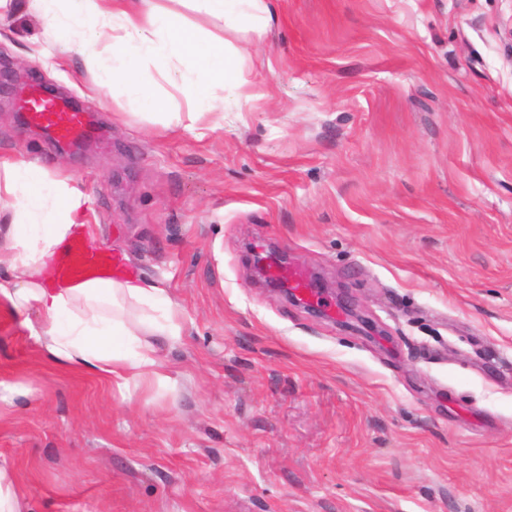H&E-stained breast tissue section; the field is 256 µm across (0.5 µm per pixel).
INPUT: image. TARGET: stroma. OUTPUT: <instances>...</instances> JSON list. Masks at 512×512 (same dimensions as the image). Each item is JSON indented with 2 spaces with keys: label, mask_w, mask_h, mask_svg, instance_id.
<instances>
[{
  "label": "stroma",
  "mask_w": 512,
  "mask_h": 512,
  "mask_svg": "<svg viewBox=\"0 0 512 512\" xmlns=\"http://www.w3.org/2000/svg\"><path fill=\"white\" fill-rule=\"evenodd\" d=\"M244 84L189 123L101 88L32 0L0 61L90 107L86 154L15 122L0 157L68 178L92 246L166 288L164 381L55 363L0 304V463L29 512H512V0H273ZM369 331L270 291L262 247Z\"/></svg>",
  "instance_id": "stroma-1"
}]
</instances>
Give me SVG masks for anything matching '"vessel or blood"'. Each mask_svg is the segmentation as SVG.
Returning <instances> with one entry per match:
<instances>
[{
    "label": "vessel or blood",
    "instance_id": "1",
    "mask_svg": "<svg viewBox=\"0 0 512 512\" xmlns=\"http://www.w3.org/2000/svg\"><path fill=\"white\" fill-rule=\"evenodd\" d=\"M28 122L50 132L59 143H85L94 131L89 113L74 110L63 98L48 100L39 91H32L27 102ZM117 262L101 250L90 248L84 237L76 236L65 241L56 260L57 276L73 284L108 279ZM270 278L288 282L295 292L308 296L312 290L307 274L298 268L270 264Z\"/></svg>",
    "mask_w": 512,
    "mask_h": 512
}]
</instances>
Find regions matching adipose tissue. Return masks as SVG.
<instances>
[{
  "label": "adipose tissue",
  "mask_w": 512,
  "mask_h": 512,
  "mask_svg": "<svg viewBox=\"0 0 512 512\" xmlns=\"http://www.w3.org/2000/svg\"><path fill=\"white\" fill-rule=\"evenodd\" d=\"M195 8L223 20V35L201 40L173 13L151 6L150 0H81L82 7L67 19L73 45L80 52L104 35L112 37V56L97 63L100 86L116 83L136 88L144 108L156 105L141 88L136 67L143 58L170 60L192 57L191 70L180 72L176 83L186 102L189 121L215 111L210 83L237 84L238 48L235 35H264L276 15L270 0H192ZM31 163L0 158V198H15L14 219L0 226V300L22 316L50 360L103 376L125 380H163L155 349L143 340L146 329L178 337L180 326L172 302L154 283L108 279L77 286L58 281L53 264L60 246L72 236V218L79 202L67 191L66 180L45 186L39 181L20 184ZM166 309L165 323L130 316L129 306Z\"/></svg>",
  "instance_id": "1"
}]
</instances>
